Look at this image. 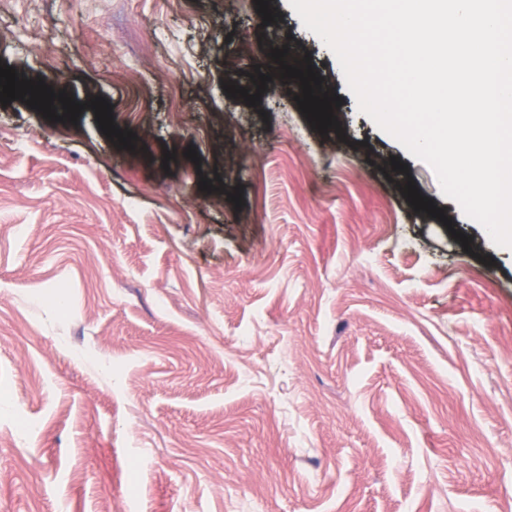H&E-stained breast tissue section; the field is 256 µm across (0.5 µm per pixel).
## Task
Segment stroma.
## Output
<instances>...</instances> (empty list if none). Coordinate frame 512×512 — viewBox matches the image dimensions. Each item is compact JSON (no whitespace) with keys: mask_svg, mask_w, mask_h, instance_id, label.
Segmentation results:
<instances>
[{"mask_svg":"<svg viewBox=\"0 0 512 512\" xmlns=\"http://www.w3.org/2000/svg\"><path fill=\"white\" fill-rule=\"evenodd\" d=\"M269 7L0 0V66L83 106H0V512H512V253Z\"/></svg>","mask_w":512,"mask_h":512,"instance_id":"stroma-1","label":"stroma"}]
</instances>
